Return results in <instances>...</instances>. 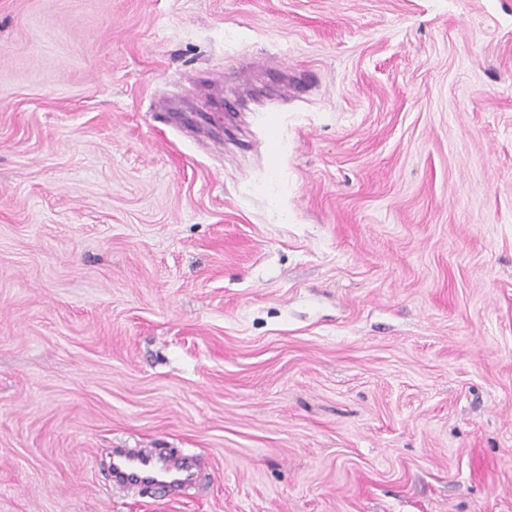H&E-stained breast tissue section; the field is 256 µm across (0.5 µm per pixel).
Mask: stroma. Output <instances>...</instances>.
<instances>
[{
	"label": "stroma",
	"mask_w": 512,
	"mask_h": 512,
	"mask_svg": "<svg viewBox=\"0 0 512 512\" xmlns=\"http://www.w3.org/2000/svg\"><path fill=\"white\" fill-rule=\"evenodd\" d=\"M0 512H512V0H0ZM115 457L113 481L119 486L152 485L164 490L183 478L180 466L163 460L153 449L145 448L133 454L119 451Z\"/></svg>",
	"instance_id": "35a3bbf8"
}]
</instances>
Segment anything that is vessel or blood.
Wrapping results in <instances>:
<instances>
[{"mask_svg":"<svg viewBox=\"0 0 512 512\" xmlns=\"http://www.w3.org/2000/svg\"><path fill=\"white\" fill-rule=\"evenodd\" d=\"M112 473L116 485H151L163 490L180 480L182 469L145 448L133 454L117 452Z\"/></svg>","mask_w":512,"mask_h":512,"instance_id":"1","label":"vessel or blood"}]
</instances>
